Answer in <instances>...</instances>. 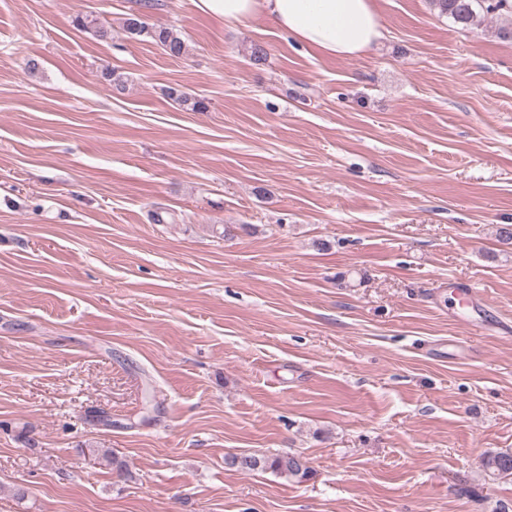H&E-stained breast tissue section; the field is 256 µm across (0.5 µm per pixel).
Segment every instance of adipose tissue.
I'll return each instance as SVG.
<instances>
[{"instance_id":"obj_1","label":"adipose tissue","mask_w":512,"mask_h":512,"mask_svg":"<svg viewBox=\"0 0 512 512\" xmlns=\"http://www.w3.org/2000/svg\"><path fill=\"white\" fill-rule=\"evenodd\" d=\"M221 21L264 16L270 25L322 54L356 58L383 37L377 0H192Z\"/></svg>"}]
</instances>
